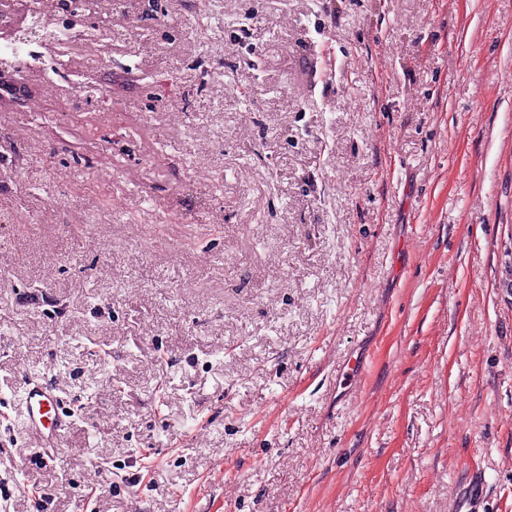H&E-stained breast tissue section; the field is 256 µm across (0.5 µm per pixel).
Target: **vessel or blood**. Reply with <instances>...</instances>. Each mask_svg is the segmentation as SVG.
I'll list each match as a JSON object with an SVG mask.
<instances>
[{"instance_id": "1", "label": "vessel or blood", "mask_w": 512, "mask_h": 512, "mask_svg": "<svg viewBox=\"0 0 512 512\" xmlns=\"http://www.w3.org/2000/svg\"><path fill=\"white\" fill-rule=\"evenodd\" d=\"M20 401V426L35 438L40 447H56L73 418L56 387L37 378L29 379L23 387Z\"/></svg>"}]
</instances>
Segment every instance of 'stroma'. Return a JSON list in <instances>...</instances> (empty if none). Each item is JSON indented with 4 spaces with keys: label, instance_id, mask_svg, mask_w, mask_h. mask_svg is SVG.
Masks as SVG:
<instances>
[{
    "label": "stroma",
    "instance_id": "stroma-1",
    "mask_svg": "<svg viewBox=\"0 0 512 512\" xmlns=\"http://www.w3.org/2000/svg\"><path fill=\"white\" fill-rule=\"evenodd\" d=\"M46 20L109 37L0 77V512H512V0ZM19 424L41 448H57L59 437L70 425L74 413L51 384L29 379L22 390Z\"/></svg>",
    "mask_w": 512,
    "mask_h": 512
}]
</instances>
